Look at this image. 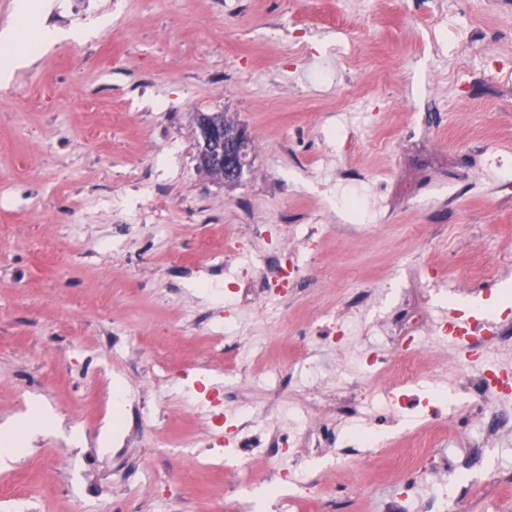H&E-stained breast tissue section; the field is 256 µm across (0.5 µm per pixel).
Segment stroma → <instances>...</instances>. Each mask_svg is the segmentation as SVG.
Masks as SVG:
<instances>
[{"label":"stroma","instance_id":"1","mask_svg":"<svg viewBox=\"0 0 512 512\" xmlns=\"http://www.w3.org/2000/svg\"><path fill=\"white\" fill-rule=\"evenodd\" d=\"M47 0L62 30L93 26L84 41L39 52L0 82V432L23 447L0 464V487L23 504L0 512H216L212 485H258L262 468L182 473L202 447H188L203 388L227 385L233 404L264 410L254 370L205 375L180 360L158 362L157 327L185 354L206 350L211 330L236 323L273 359L311 346L308 364L327 388L353 383L372 399L323 420L337 444L371 428L386 458H399L421 432L439 436L434 458L386 475L382 461L344 472L334 458L312 466L337 498L367 492L361 512H435L444 491L438 468L476 432L464 385L487 363L512 369V345L456 366L449 342L409 348L442 367L440 404L431 381L414 388L362 369L361 357L393 350L380 324L405 318L402 280L427 281L435 305L512 329V0H465L431 33L417 0ZM495 27L492 47L461 39L462 20ZM201 112H226L249 141L250 164L234 182L196 160ZM336 153L335 170L319 155ZM358 169L364 185L337 179ZM159 175L147 191L144 174ZM385 200L384 223L348 212L346 197ZM247 207L252 223L239 222ZM311 214L326 218L305 243L310 259L275 309L235 304L230 291L258 280L255 269L225 270L200 250L212 237L259 251L274 227L288 237ZM366 293L349 316L358 358L310 342L304 327ZM107 330L138 339L126 358L129 390L151 398L155 376L178 391L168 407L177 426L116 422L103 402ZM311 374V375H312ZM417 402L400 418L390 406ZM35 438L36 447L26 445ZM142 469L125 479L116 450ZM481 492L453 512H512V432L489 442L468 472ZM408 485L396 502L395 484Z\"/></svg>","mask_w":512,"mask_h":512}]
</instances>
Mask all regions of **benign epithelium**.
Wrapping results in <instances>:
<instances>
[{"label": "benign epithelium", "instance_id": "benign-epithelium-1", "mask_svg": "<svg viewBox=\"0 0 512 512\" xmlns=\"http://www.w3.org/2000/svg\"><path fill=\"white\" fill-rule=\"evenodd\" d=\"M197 128L199 165L220 171L226 181L237 180L248 164L242 141L224 133L223 117L217 113L198 114Z\"/></svg>", "mask_w": 512, "mask_h": 512}]
</instances>
